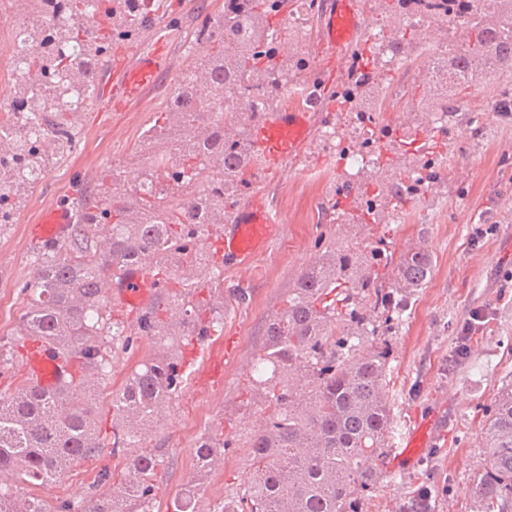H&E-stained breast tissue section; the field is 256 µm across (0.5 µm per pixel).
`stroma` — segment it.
Masks as SVG:
<instances>
[{
    "mask_svg": "<svg viewBox=\"0 0 512 512\" xmlns=\"http://www.w3.org/2000/svg\"><path fill=\"white\" fill-rule=\"evenodd\" d=\"M169 10L157 21L174 37L173 67L161 83L127 108L98 111L89 105L79 123L80 147L57 161L33 192L22 196L14 223L0 226V393H10L23 377L24 362L12 346L19 339L27 301L17 290L28 279L35 247L25 228L47 205L73 197L80 171L95 163L98 175L125 164L150 118L164 106L192 58L204 46L191 44L194 27L206 14L223 9L224 0H168ZM283 39L293 42L314 67L313 74L327 90L346 81V74L319 53L320 28L311 21L307 33L284 25ZM469 101L449 119L448 176L425 197L412 204L401 223L353 226L329 221L326 212L336 201L335 150L314 136L304 156L289 162L285 171L260 179L261 199L273 205L283 223L268 250L243 271L225 270L223 286L229 298L224 307V336L238 351L225 362L224 380L196 389L186 383L166 410L161 425L147 438L162 449L165 466L157 491L158 512H169L196 476V444L200 437L223 426L228 443L217 469L201 486L200 500L222 502L228 489L247 484L251 462L246 441L264 422L265 406L242 405L247 384L263 341L266 320L283 305L297 275L321 253L319 239L371 237L390 252H402L425 237L434 257L429 283L416 293L392 343L393 418L390 448H398L412 427L433 425L431 445L405 470H391L388 457L373 463L378 481L363 502V512H409L421 485L433 491L430 512H470L467 488L483 464L480 426L486 409L503 384L512 381V114L497 112L483 88H473ZM482 229L473 238L474 229ZM243 289L245 300L233 298ZM484 320L467 355L456 367L448 359L460 344L458 327L472 311ZM223 336V337H224ZM221 339V338H220ZM213 337L202 344L142 341L137 353L116 351L112 371L94 390L93 405L99 426L112 430V393L140 357L159 352L182 353L188 373H195L207 352L219 346ZM110 449L73 464L39 495L50 505L69 501L88 505L102 469H118Z\"/></svg>",
    "mask_w": 512,
    "mask_h": 512,
    "instance_id": "1",
    "label": "stroma"
}]
</instances>
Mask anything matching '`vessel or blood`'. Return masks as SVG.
<instances>
[{
  "label": "vessel or blood",
  "instance_id": "b4317fda",
  "mask_svg": "<svg viewBox=\"0 0 512 512\" xmlns=\"http://www.w3.org/2000/svg\"><path fill=\"white\" fill-rule=\"evenodd\" d=\"M367 25L358 0H329L322 17L320 48L335 58L338 68L350 65V47L359 40ZM171 49L165 38H157L153 48L138 54L128 64L115 67L102 77L108 85L103 95L104 110L123 101L138 100L157 81L158 76L171 66ZM314 115L299 108H280L262 114L250 129L252 149L257 167L265 173L278 172L288 161L301 158L313 136ZM72 222L69 209L61 205L44 207L28 236L35 245L42 246L62 239ZM281 218L276 210L266 206L255 185L245 187L235 214L226 221L219 246L225 264L245 268L250 260L265 252L276 237ZM156 287L154 278L143 266L125 270L119 281L108 290L110 297L125 308L139 309L151 297ZM29 384L40 390H54L69 374L71 367L42 341L30 340L25 360ZM427 443V427L419 425L409 430L405 446L395 456L396 468L410 465Z\"/></svg>",
  "mask_w": 512,
  "mask_h": 512
}]
</instances>
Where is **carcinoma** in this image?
I'll return each instance as SVG.
<instances>
[{
  "instance_id": "cac0c4a2",
  "label": "carcinoma",
  "mask_w": 512,
  "mask_h": 512,
  "mask_svg": "<svg viewBox=\"0 0 512 512\" xmlns=\"http://www.w3.org/2000/svg\"><path fill=\"white\" fill-rule=\"evenodd\" d=\"M66 16L33 22L30 41L42 48L14 80L19 103L40 104L37 133L18 139L0 127V158L21 154L25 171L0 180V212H15L21 195L50 162L73 154L83 108L62 101L72 91H97L112 42L148 28L159 0H64ZM388 17L380 39L398 56L380 57L365 46L368 78L331 94L337 110L359 120L382 112L391 71L421 69L427 28L412 17L448 26V108L418 80L421 111L448 115L477 83L497 111L512 112V0H377ZM316 0H224L194 30L206 53L194 59L164 109L144 130L122 174L130 192L103 185L71 201L75 224L62 242L32 260L21 285L28 299L25 333L38 336L78 368L59 391L42 393L20 381L0 396V512H76L37 496L21 497L13 483L33 488L60 478L102 448L122 457L120 473L104 469L110 486L89 512H155L162 454L141 446L163 419L166 403L187 381L179 356L153 354L132 369L112 395L111 435L96 428L92 382L109 375L111 353L132 352V335L154 343L181 337L192 343L224 332L218 225L231 217L239 191L257 165L250 126L260 112L278 109L279 97L306 69L303 57L281 41L288 14L313 16ZM93 16L92 26L85 25ZM230 111H224V107ZM374 162L367 182H341L336 195L356 191L349 215L374 224L382 209L401 214L445 176L448 139L436 122L420 123L409 138L363 144ZM139 263L163 291L136 319V332L112 315L105 287ZM434 258L421 241L396 256L369 242L326 244L318 261L288 289L284 307L266 322L264 342L246 389V402L268 407L261 429L249 438L252 481L230 491L212 512H362L364 493L377 472L368 465L388 448L390 336L420 288L431 279ZM369 300V306L359 301ZM484 464L467 493L471 512H512V383L502 388L480 428ZM224 444L211 434L196 445L197 481L218 464Z\"/></svg>"
}]
</instances>
